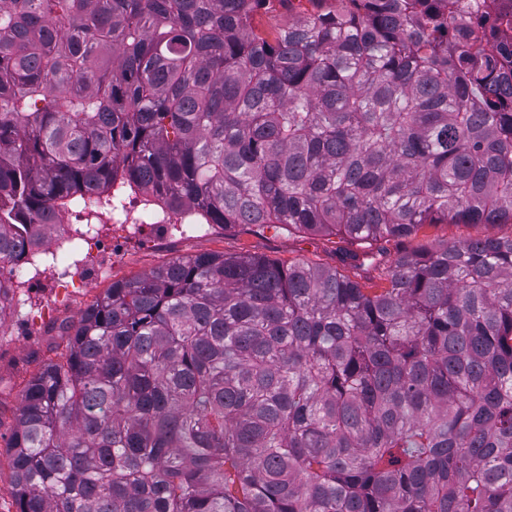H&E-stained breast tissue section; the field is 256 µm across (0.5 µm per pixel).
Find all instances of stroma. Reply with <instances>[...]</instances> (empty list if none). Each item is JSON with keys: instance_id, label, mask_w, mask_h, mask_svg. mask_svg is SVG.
<instances>
[{"instance_id": "obj_1", "label": "stroma", "mask_w": 512, "mask_h": 512, "mask_svg": "<svg viewBox=\"0 0 512 512\" xmlns=\"http://www.w3.org/2000/svg\"><path fill=\"white\" fill-rule=\"evenodd\" d=\"M315 0H268L255 18L258 31L270 33L298 16L317 12ZM203 239H185L179 233L165 234L155 226L132 232L129 225L110 224L112 266L91 265L80 278L48 281L46 287L23 290L12 313L0 318V512H15L13 477L8 442L15 415L27 382L45 364L65 353L69 333L84 311L112 284L150 271L170 261L200 252L236 255L249 253L282 263L304 261L336 268L349 274L339 251L345 243L335 235L302 234L273 225L255 233L245 226L210 225ZM508 224H434L418 235V243L453 242L485 237L511 236Z\"/></svg>"}]
</instances>
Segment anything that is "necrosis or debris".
Returning a JSON list of instances; mask_svg holds the SVG:
<instances>
[{
	"label": "necrosis or debris",
	"mask_w": 512,
	"mask_h": 512,
	"mask_svg": "<svg viewBox=\"0 0 512 512\" xmlns=\"http://www.w3.org/2000/svg\"><path fill=\"white\" fill-rule=\"evenodd\" d=\"M121 223L146 228L154 224H180L185 236L195 238L204 235L205 227L199 224L193 209H185L174 215L149 207L138 196L125 195L110 211H101L95 201H88L84 208L66 209L62 224L53 226L38 247V254L51 257L50 265L30 268L25 263L0 262V285L7 288L6 296L0 298V307H13L14 291L18 288H32L45 278L72 272L70 254L78 248L111 253L112 240L102 234L100 225Z\"/></svg>",
	"instance_id": "1"
}]
</instances>
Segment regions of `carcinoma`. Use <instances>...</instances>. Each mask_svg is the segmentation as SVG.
Here are the masks:
<instances>
[{"mask_svg": "<svg viewBox=\"0 0 512 512\" xmlns=\"http://www.w3.org/2000/svg\"><path fill=\"white\" fill-rule=\"evenodd\" d=\"M0 0V258L119 182L377 275L199 253L108 289L21 395L16 512H512V68L496 5ZM317 4L310 0H291L288 1L270 0L266 8L255 17L254 25L260 32L270 33L274 28L288 24L300 15L316 13ZM511 235V224H454L448 222L425 227L417 238L407 243V246L412 248L427 242H453Z\"/></svg>", "mask_w": 512, "mask_h": 512, "instance_id": "obj_1", "label": "carcinoma"}]
</instances>
